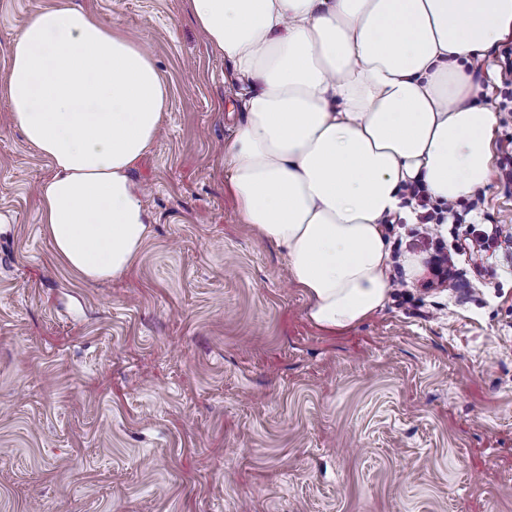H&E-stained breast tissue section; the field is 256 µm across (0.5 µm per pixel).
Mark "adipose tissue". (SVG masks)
Here are the masks:
<instances>
[{
	"label": "adipose tissue",
	"instance_id": "adipose-tissue-1",
	"mask_svg": "<svg viewBox=\"0 0 512 512\" xmlns=\"http://www.w3.org/2000/svg\"><path fill=\"white\" fill-rule=\"evenodd\" d=\"M206 45L250 90L224 147L240 223L283 251L306 314L330 332L380 311L384 220L406 184L434 203L491 176L494 114L468 66L512 35V0H190ZM10 122L51 168L39 190L57 257L124 276L153 222L131 173L170 91L150 53L93 13L37 11L11 43Z\"/></svg>",
	"mask_w": 512,
	"mask_h": 512
}]
</instances>
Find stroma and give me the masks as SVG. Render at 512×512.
Listing matches in <instances>:
<instances>
[{
    "label": "stroma",
    "instance_id": "1",
    "mask_svg": "<svg viewBox=\"0 0 512 512\" xmlns=\"http://www.w3.org/2000/svg\"><path fill=\"white\" fill-rule=\"evenodd\" d=\"M57 0H0L10 43ZM147 48L171 95L135 178L154 222L127 275L89 283L40 222L46 159L0 91V512H512V188L464 223L386 225V306L330 335L279 248L237 221L224 145L248 88L189 0H70ZM482 60L492 162L512 151L503 47ZM506 239L427 291L426 250Z\"/></svg>",
    "mask_w": 512,
    "mask_h": 512
}]
</instances>
